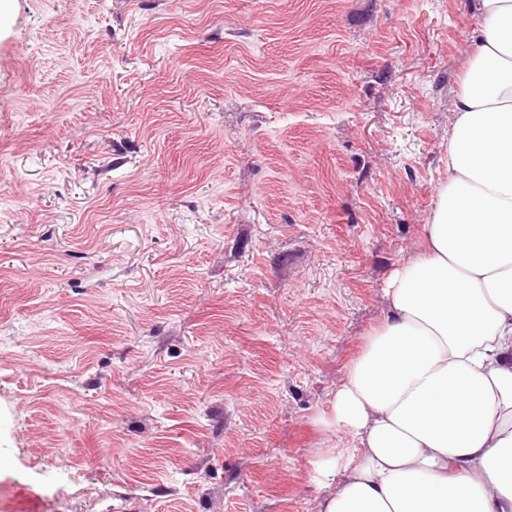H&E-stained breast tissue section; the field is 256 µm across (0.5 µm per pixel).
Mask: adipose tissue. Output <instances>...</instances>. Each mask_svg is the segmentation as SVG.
<instances>
[{
  "label": "adipose tissue",
  "mask_w": 512,
  "mask_h": 512,
  "mask_svg": "<svg viewBox=\"0 0 512 512\" xmlns=\"http://www.w3.org/2000/svg\"><path fill=\"white\" fill-rule=\"evenodd\" d=\"M481 8L424 247L321 417L352 442L318 512H512V0Z\"/></svg>",
  "instance_id": "ef3b65f1"
}]
</instances>
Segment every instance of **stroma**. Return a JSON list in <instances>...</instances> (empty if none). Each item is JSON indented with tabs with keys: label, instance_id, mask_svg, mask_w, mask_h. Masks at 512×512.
Instances as JSON below:
<instances>
[{
	"label": "stroma",
	"instance_id": "1",
	"mask_svg": "<svg viewBox=\"0 0 512 512\" xmlns=\"http://www.w3.org/2000/svg\"><path fill=\"white\" fill-rule=\"evenodd\" d=\"M480 0H7L0 512H317L422 247Z\"/></svg>",
	"mask_w": 512,
	"mask_h": 512
}]
</instances>
